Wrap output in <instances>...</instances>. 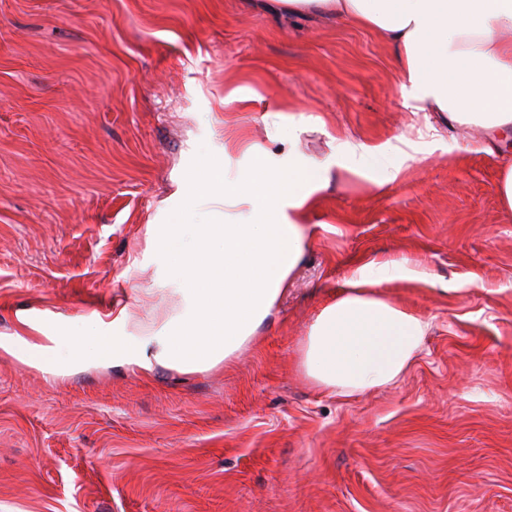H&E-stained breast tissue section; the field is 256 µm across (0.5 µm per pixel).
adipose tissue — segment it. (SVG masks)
Here are the masks:
<instances>
[{
  "instance_id": "obj_1",
  "label": "adipose tissue",
  "mask_w": 512,
  "mask_h": 512,
  "mask_svg": "<svg viewBox=\"0 0 512 512\" xmlns=\"http://www.w3.org/2000/svg\"><path fill=\"white\" fill-rule=\"evenodd\" d=\"M283 10L336 14L375 31L386 43L405 100L442 124L477 126L492 137L512 132V0H277ZM389 154L352 138L336 141L348 172L374 169L385 188L397 174ZM248 163L235 178L223 160L210 162L201 195L239 206L232 224H151L152 249L134 258L177 297L179 309L157 332L132 333L135 312H113L88 336L76 327L45 333L35 356L51 374L88 365L150 372L210 370L230 362L272 316L302 263L312 199L328 172L243 149ZM397 263L359 268L323 307L300 347V365L342 398L390 385L405 372L430 328L428 321L376 292L399 277Z\"/></svg>"
}]
</instances>
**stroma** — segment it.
<instances>
[{
  "label": "stroma",
  "mask_w": 512,
  "mask_h": 512,
  "mask_svg": "<svg viewBox=\"0 0 512 512\" xmlns=\"http://www.w3.org/2000/svg\"><path fill=\"white\" fill-rule=\"evenodd\" d=\"M271 0H0V512H512V215L477 128L427 130L373 31ZM247 111L224 106L230 91ZM331 169L311 244L253 344L214 369L28 360L53 316L177 309L133 263L158 210L233 222L187 179L241 137ZM398 178L335 174L336 140L385 147ZM431 323L394 384L345 400L299 363L357 268Z\"/></svg>",
  "instance_id": "35a3bbf8"
}]
</instances>
